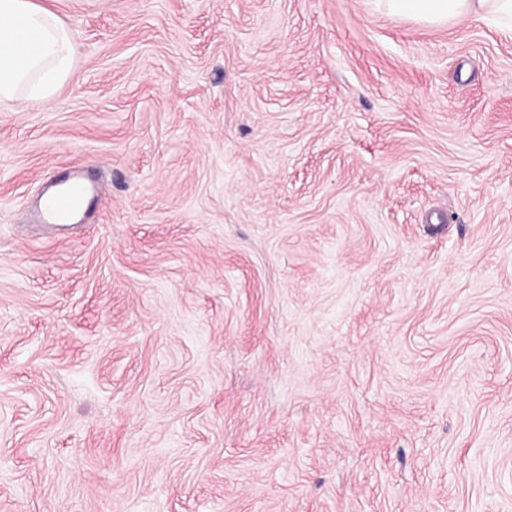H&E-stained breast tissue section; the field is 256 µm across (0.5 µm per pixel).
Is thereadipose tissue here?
Wrapping results in <instances>:
<instances>
[{
	"mask_svg": "<svg viewBox=\"0 0 512 512\" xmlns=\"http://www.w3.org/2000/svg\"><path fill=\"white\" fill-rule=\"evenodd\" d=\"M389 14L431 25L487 19L512 32V0H379ZM75 36L35 0H0V106L43 103L70 75Z\"/></svg>",
	"mask_w": 512,
	"mask_h": 512,
	"instance_id": "1",
	"label": "adipose tissue"
}]
</instances>
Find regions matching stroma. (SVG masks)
Masks as SVG:
<instances>
[{
    "label": "stroma",
    "mask_w": 512,
    "mask_h": 512,
    "mask_svg": "<svg viewBox=\"0 0 512 512\" xmlns=\"http://www.w3.org/2000/svg\"><path fill=\"white\" fill-rule=\"evenodd\" d=\"M53 5L68 81L0 109V512H512V33ZM72 206L68 196L52 190L46 191L40 201L41 214L51 224H61L70 219Z\"/></svg>",
    "instance_id": "1"
}]
</instances>
